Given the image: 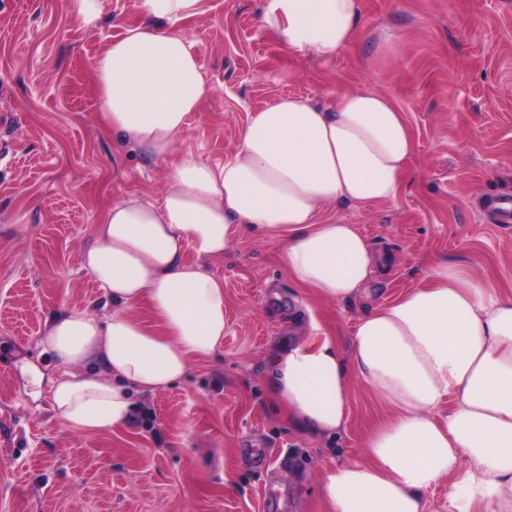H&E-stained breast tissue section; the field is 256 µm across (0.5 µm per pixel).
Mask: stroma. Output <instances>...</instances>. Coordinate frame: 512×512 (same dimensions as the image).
Returning a JSON list of instances; mask_svg holds the SVG:
<instances>
[{"mask_svg":"<svg viewBox=\"0 0 512 512\" xmlns=\"http://www.w3.org/2000/svg\"><path fill=\"white\" fill-rule=\"evenodd\" d=\"M70 3L0 0V512H321V472L363 455L384 408L356 379L334 439L288 426L266 370L275 345L305 325L307 299L280 245L241 226L222 257L201 261L224 281V342L141 396L153 426L137 416L88 434L51 409L60 364L41 344L45 323L66 308L106 315L81 254L107 205L160 197L167 171L99 120L94 61L142 22L135 0H103L93 28ZM262 4L202 0L180 22L213 89L180 148L224 160L278 96L385 94L415 140L406 181L396 201L338 211L392 257L374 302L417 287L438 260L512 293V224L486 208L512 198V0H361L356 40L331 60L283 48L260 23ZM314 307L349 351L365 305ZM285 454L300 465L281 469Z\"/></svg>","mask_w":512,"mask_h":512,"instance_id":"35a3bbf8","label":"stroma"}]
</instances>
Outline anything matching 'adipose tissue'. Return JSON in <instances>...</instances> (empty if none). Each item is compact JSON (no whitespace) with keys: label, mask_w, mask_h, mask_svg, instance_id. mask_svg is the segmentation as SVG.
Segmentation results:
<instances>
[{"label":"adipose tissue","mask_w":512,"mask_h":512,"mask_svg":"<svg viewBox=\"0 0 512 512\" xmlns=\"http://www.w3.org/2000/svg\"><path fill=\"white\" fill-rule=\"evenodd\" d=\"M202 0H136L145 24L97 58L103 129L134 150L173 158L160 198L108 206L81 265L113 312L52 316L43 345L62 365L51 404L66 425L126 424L133 395L180 380L224 341V281L202 259L223 256L232 225L281 244L289 280L321 299L369 298L385 263L340 205L395 201L414 142L403 112L371 91L323 107L280 96L252 114L234 153L212 162L178 151L212 93L177 22ZM359 0H264L260 20L288 50L327 60L353 42ZM168 22L157 30L155 21ZM196 261H188L186 251ZM147 308L146 324L135 314ZM390 407L364 458L325 468V512H425L427 493L456 476L448 512H512V294L442 260L419 286L362 317L343 357L317 316L270 355V398L290 427L331 437L346 425L351 379Z\"/></svg>","instance_id":"adipose-tissue-1"}]
</instances>
